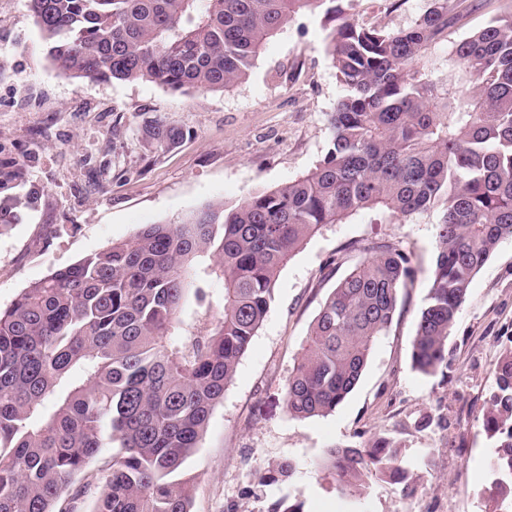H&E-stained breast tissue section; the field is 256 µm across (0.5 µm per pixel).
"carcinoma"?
Masks as SVG:
<instances>
[{
	"label": "carcinoma",
	"instance_id": "carcinoma-1",
	"mask_svg": "<svg viewBox=\"0 0 512 512\" xmlns=\"http://www.w3.org/2000/svg\"><path fill=\"white\" fill-rule=\"evenodd\" d=\"M344 0H28L52 64L91 80L172 92L242 81L264 43L301 12L331 25L341 86L330 143L307 174L227 207L210 203L59 269L0 309V512H72L75 478L117 444L93 512H190L183 478L214 408L261 327L281 269L324 224L365 211H436V257L411 365L431 375L475 276L512 239V10L456 43L453 83L432 51L465 18L431 0L414 25L358 23ZM151 135L169 148L183 132ZM393 244L336 282L285 387L288 413L325 416L353 390L414 278ZM224 284L203 334L181 333L186 293ZM483 429L496 459L485 512H512V346L495 365ZM323 469L353 498L366 479L410 482L397 443L338 445Z\"/></svg>",
	"mask_w": 512,
	"mask_h": 512
}]
</instances>
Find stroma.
I'll return each mask as SVG.
<instances>
[{
    "mask_svg": "<svg viewBox=\"0 0 512 512\" xmlns=\"http://www.w3.org/2000/svg\"><path fill=\"white\" fill-rule=\"evenodd\" d=\"M512 0H473L465 23L435 49L434 75L451 74L457 42L506 11ZM428 0H348L360 22L405 28ZM320 16H297L270 39L249 75L227 89L174 93L145 81L70 77L50 61L26 0H0V198L25 203L0 231V308L53 271L132 238L146 224L193 208L232 205L309 172L325 154L329 118L341 94ZM183 140L164 149L147 131L157 121ZM438 216L383 222L368 211L324 225L282 268L266 318L214 409L185 472L194 476L191 512H267L279 499L303 512H346L318 462L336 444L393 439L416 477L415 490L371 481L360 512H482L479 491L493 449L479 418L495 387L494 365L512 343V240L475 277L448 338L442 372L411 366L412 340L426 303ZM389 243L417 270L391 328L373 346L347 398L323 417L295 418L284 388L310 326L337 281L368 248ZM205 300L187 294L180 317L190 336L207 330L224 303L222 281ZM283 480L260 477L282 460ZM112 470L102 449L79 475L85 493L68 512H92Z\"/></svg>",
    "mask_w": 512,
    "mask_h": 512,
    "instance_id": "stroma-1",
    "label": "stroma"
}]
</instances>
